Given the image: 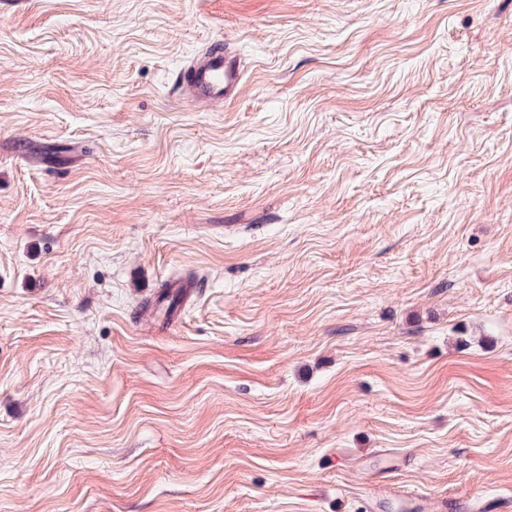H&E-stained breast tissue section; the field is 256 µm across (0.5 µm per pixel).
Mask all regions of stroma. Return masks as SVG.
<instances>
[{
	"mask_svg": "<svg viewBox=\"0 0 512 512\" xmlns=\"http://www.w3.org/2000/svg\"><path fill=\"white\" fill-rule=\"evenodd\" d=\"M0 512H512V0H0ZM244 79V65L228 44L215 42L199 51L177 74L171 89L175 98L195 108L232 103Z\"/></svg>",
	"mask_w": 512,
	"mask_h": 512,
	"instance_id": "stroma-1",
	"label": "stroma"
}]
</instances>
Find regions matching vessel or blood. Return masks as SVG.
I'll return each mask as SVG.
<instances>
[{"label":"vessel or blood","instance_id":"1","mask_svg":"<svg viewBox=\"0 0 512 512\" xmlns=\"http://www.w3.org/2000/svg\"><path fill=\"white\" fill-rule=\"evenodd\" d=\"M244 65L229 45L215 42L199 51L177 74L172 96L195 108L236 100Z\"/></svg>","mask_w":512,"mask_h":512}]
</instances>
